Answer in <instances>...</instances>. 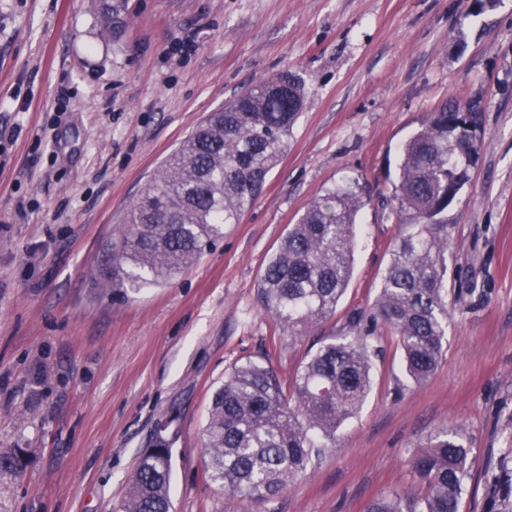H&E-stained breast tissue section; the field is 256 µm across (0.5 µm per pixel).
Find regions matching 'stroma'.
I'll return each instance as SVG.
<instances>
[{
    "label": "stroma",
    "mask_w": 512,
    "mask_h": 512,
    "mask_svg": "<svg viewBox=\"0 0 512 512\" xmlns=\"http://www.w3.org/2000/svg\"><path fill=\"white\" fill-rule=\"evenodd\" d=\"M303 82L288 149L240 223L172 279L109 287L125 213L161 161L245 87ZM480 102L483 145L445 218L448 329L423 384L381 332L373 386L336 446L275 497L235 502L204 474L203 427L233 365L293 378L371 314L398 233L401 142L443 104ZM346 180L366 199L336 313L299 334L261 308L268 258ZM174 422V512H364L419 497L435 433L469 448L480 512L512 434V0H0V512H116L154 431Z\"/></svg>",
    "instance_id": "obj_1"
}]
</instances>
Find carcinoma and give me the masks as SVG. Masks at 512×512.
<instances>
[{
	"label": "carcinoma",
	"instance_id": "obj_1",
	"mask_svg": "<svg viewBox=\"0 0 512 512\" xmlns=\"http://www.w3.org/2000/svg\"><path fill=\"white\" fill-rule=\"evenodd\" d=\"M121 3L97 0L101 33H112ZM305 107L304 86L280 74L242 91L212 112L163 161L127 210L112 248V285L141 287L172 278L240 223L278 165ZM483 142L482 110L473 103L430 113L399 148L391 211L399 230L383 275L375 321L310 353L283 381L269 360L235 364L213 395L204 429L208 479L226 498L269 499L334 447L338 429L363 404L373 383L374 336L396 341L406 376L427 380L445 342L449 196L469 182ZM366 200L356 181L313 200L269 258L260 283L264 310L290 332L335 312L352 275L355 227ZM174 432L157 429L131 477L119 512H171ZM469 449L456 432L431 438L412 456L422 485L420 509L394 492L366 512H460ZM481 512H512V447L487 461Z\"/></svg>",
	"mask_w": 512,
	"mask_h": 512
}]
</instances>
